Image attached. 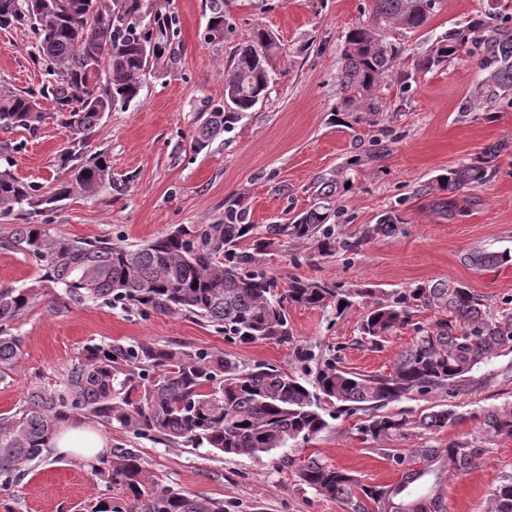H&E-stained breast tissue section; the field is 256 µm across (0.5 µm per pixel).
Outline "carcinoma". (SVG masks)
<instances>
[{"instance_id":"cac0c4a2","label":"carcinoma","mask_w":512,"mask_h":512,"mask_svg":"<svg viewBox=\"0 0 512 512\" xmlns=\"http://www.w3.org/2000/svg\"><path fill=\"white\" fill-rule=\"evenodd\" d=\"M369 23L350 29L341 47L338 112L381 111L380 87L392 72L397 51L386 30L423 27L437 0H373ZM208 29L224 33V0H210ZM25 27L50 79L37 90L0 86V128L36 131L52 119L65 129L71 147L60 155L70 171L48 196L9 170L0 171V215L34 212L78 194L95 196L112 184L111 165L100 153L82 159L84 145L116 106L137 100L142 78L166 57L178 33L176 17L152 10V0H0V29ZM278 49L266 31L253 33L231 68L224 72V102L208 113L195 131L192 148L201 151L217 134L232 128L262 101L272 81L270 58ZM477 56L483 78L470 94V105L487 111L512 104V19L480 15L436 39L419 67H432L461 55ZM51 100L44 112L40 100ZM509 143L488 145L470 162L436 179V206L450 219L461 214L457 197L485 184L491 163ZM325 184L320 201L288 224H248L247 208L233 200L224 223L182 226L143 245H117L109 239L79 241L57 235L47 224H18L0 236V250L30 257L39 277L28 286H0V381L9 377L21 355V339L9 327L45 288H58L72 303L102 301L189 315L224 328L242 342H291L283 301L308 308L333 307L341 314L364 297L359 344L379 349L388 336L410 321L412 311L433 314L416 327L417 336L384 376L355 372L334 355L320 361L310 380L275 367L242 370L217 353L176 351L148 343L94 344L66 370L57 390L34 389L25 405L0 415V489L8 491L28 465L49 456L52 441L68 420L91 419L169 444L204 445L225 455L258 459L282 448L310 443L329 428L327 408L363 415L359 432L374 440L412 436L429 438L456 424L451 405H435L415 417L380 412L390 403L417 393L440 391L457 397L481 385L475 373L492 360L512 353V308L496 309L467 285L448 280L420 284L387 299L367 291L293 279L286 295L256 270L255 263L275 241H312L329 257L358 251L379 237H391L403 218L395 210L366 224L349 239L329 201ZM252 240V251L238 244ZM481 269L512 263V251H478L469 257ZM482 435L512 437V406L484 412ZM484 452L481 442L451 439L445 449L421 445L407 454L386 453L404 467L393 488L367 487L344 469L310 457L300 463V483L343 504L345 512H438L441 499L436 469L448 477L472 469ZM120 496L90 506V512H224V501L196 497L164 486L134 448L116 446L93 466ZM430 475L433 489L423 495L402 487ZM488 512H512V475H503L491 491Z\"/></svg>"}]
</instances>
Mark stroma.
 Returning <instances> with one entry per match:
<instances>
[{
  "label": "stroma",
  "instance_id": "1",
  "mask_svg": "<svg viewBox=\"0 0 512 512\" xmlns=\"http://www.w3.org/2000/svg\"><path fill=\"white\" fill-rule=\"evenodd\" d=\"M209 0H153L155 9L179 20L180 33L166 59L143 80L140 97L105 115L90 137L87 154L105 153L112 185L93 197L70 196L45 213L0 216V233L16 224H49L62 236L119 244H143L177 227L219 224L224 204L236 198L252 224H284L316 201L319 180L344 173L350 191L335 195L338 221L347 233L376 223L388 209L405 219L402 234L379 238L357 253L318 254L313 242L279 240L256 265L286 289L291 279L319 280L372 289L384 299L429 281L467 284L491 303L512 299V264L491 270L469 265L475 249L512 250V150L495 163L490 180L458 197L460 216L447 219L426 188L448 169L469 161L486 145L512 141V108L485 111L468 99L483 72L477 60L460 57L430 71L417 61L437 37L471 17L491 11L512 14V0H439L421 29L394 28L387 38L398 55L394 74L381 90L382 110L354 123L337 111L340 49L345 32L367 23L373 0H224V33L208 32ZM279 44L274 80L263 103L221 133L203 151L191 148L202 116L224 101V71L256 29ZM46 65L25 28L0 30V84L39 88ZM68 139L55 123L36 134L0 129V165L46 195L64 180L58 158ZM47 289L11 325L22 339L20 361L0 382V414L22 407L30 390L56 389L72 361L93 344L147 342L224 354L241 369L274 366L306 376L316 361L340 351L343 366L388 374L416 335L417 313L378 350L356 345L363 306L344 313L290 305L292 343L230 341L211 323L152 309L110 307L100 302L65 304ZM307 348L313 361L298 360ZM512 354L481 369L484 385L448 398L441 393L389 404L392 412L416 416L452 402L460 421L434 437H477L485 410L512 404V381L501 374ZM359 417L330 418V427L302 448L280 449L261 459L186 452L137 437L120 426L93 423L106 447L138 449L160 483L194 496L220 499L224 512H343L341 504L302 485L296 463L307 456L353 474L363 485L386 487L402 470L358 432ZM512 474V438L484 445L477 466L441 487V512H486L501 475ZM94 470L70 457L36 463L10 492L0 491V512H85L88 503L117 496Z\"/></svg>",
  "mask_w": 512,
  "mask_h": 512
}]
</instances>
